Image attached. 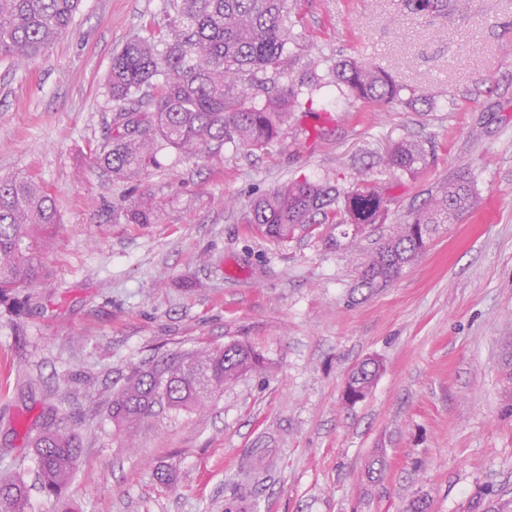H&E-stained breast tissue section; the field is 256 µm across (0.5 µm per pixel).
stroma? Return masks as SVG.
Instances as JSON below:
<instances>
[{
    "instance_id": "35a3bbf8",
    "label": "stroma",
    "mask_w": 512,
    "mask_h": 512,
    "mask_svg": "<svg viewBox=\"0 0 512 512\" xmlns=\"http://www.w3.org/2000/svg\"><path fill=\"white\" fill-rule=\"evenodd\" d=\"M173 15L172 0H82L40 58L0 60V176L43 182L61 218L48 278L28 304L0 305V465L31 474L30 440L46 428L83 440L70 486L32 491L28 512H406L419 497L430 512H512V0H448L444 14L294 0L298 60L280 86L310 61L329 81L338 61L363 59L431 104L328 85L265 150L167 148L115 179L96 162L112 57L132 36L167 33ZM405 139L425 165L383 163ZM360 170L391 205L357 236L325 224L276 242L243 222L287 180L346 190ZM456 180L473 185L472 208L387 287H360L377 241ZM142 192L157 222L126 223L121 207ZM234 341L265 371L122 447L106 402L131 367ZM370 357V394L343 405L349 371ZM372 458L385 464L373 481ZM245 462L264 473L241 488Z\"/></svg>"
}]
</instances>
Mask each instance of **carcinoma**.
Listing matches in <instances>:
<instances>
[{"instance_id": "cac0c4a2", "label": "carcinoma", "mask_w": 512, "mask_h": 512, "mask_svg": "<svg viewBox=\"0 0 512 512\" xmlns=\"http://www.w3.org/2000/svg\"><path fill=\"white\" fill-rule=\"evenodd\" d=\"M81 0H0V56L27 63L67 33ZM171 39L135 36L113 56L107 88L115 103L113 135L99 160L113 175L134 179L166 147L184 156L213 159L229 144L259 150L277 140L288 115L303 107V97L325 87L309 66L292 91L277 83L288 73L292 43L287 0H176ZM334 83L377 104L401 98V89L371 63L336 64ZM400 170L424 162L411 141L396 144L384 158ZM469 183L442 185L382 239L360 274V287L384 288L426 250L440 224H453L471 205ZM390 199L367 180L340 190L328 181H289L257 199L245 223L264 237L284 241L295 231L334 224L342 235L368 224L385 223ZM131 224H152L156 205L141 195L124 208ZM60 223L52 195L25 175L0 177V304H15L18 289L39 286L46 274L42 257L51 249V228ZM263 367L249 345L201 346L163 356L134 368L112 393L108 417L126 448H136L141 425L168 413L203 410L224 387ZM380 372L374 358L355 372L352 386L372 389ZM43 491L60 495L72 481L82 440L75 432L47 429L33 442ZM30 485L10 467H0V512H25Z\"/></svg>"}]
</instances>
